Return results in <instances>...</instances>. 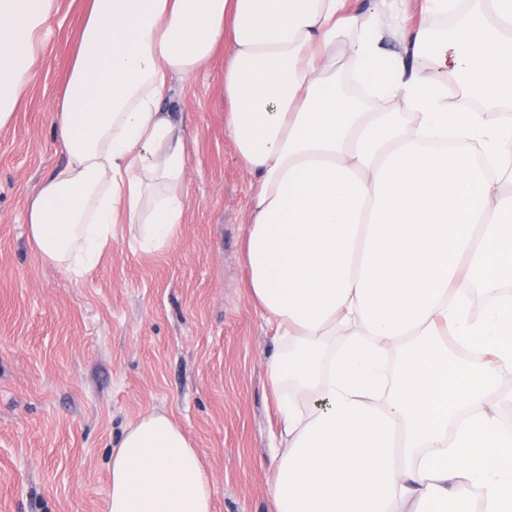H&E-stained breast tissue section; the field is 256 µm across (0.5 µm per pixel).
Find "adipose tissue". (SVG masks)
Masks as SVG:
<instances>
[{"instance_id":"obj_1","label":"adipose tissue","mask_w":512,"mask_h":512,"mask_svg":"<svg viewBox=\"0 0 512 512\" xmlns=\"http://www.w3.org/2000/svg\"><path fill=\"white\" fill-rule=\"evenodd\" d=\"M355 2L90 0L50 109L66 161L28 199V238L81 279L117 225L150 250L177 237L188 158L164 98L229 46L249 294L281 343L276 512H461L452 484L512 512V0H422L414 27L402 0ZM58 10L0 0V129ZM108 467V512H212L167 413L128 422Z\"/></svg>"}]
</instances>
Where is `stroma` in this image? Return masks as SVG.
<instances>
[{"label": "stroma", "mask_w": 512, "mask_h": 512, "mask_svg": "<svg viewBox=\"0 0 512 512\" xmlns=\"http://www.w3.org/2000/svg\"><path fill=\"white\" fill-rule=\"evenodd\" d=\"M86 0H60L40 71L0 130V512H106L124 426L168 412L211 477L213 512H275L279 428L265 360L279 346L246 287L252 176L224 132V50L167 104L188 155L185 224L164 249L121 225L80 280L42 262L25 224L35 185L65 161L49 107Z\"/></svg>", "instance_id": "obj_1"}]
</instances>
